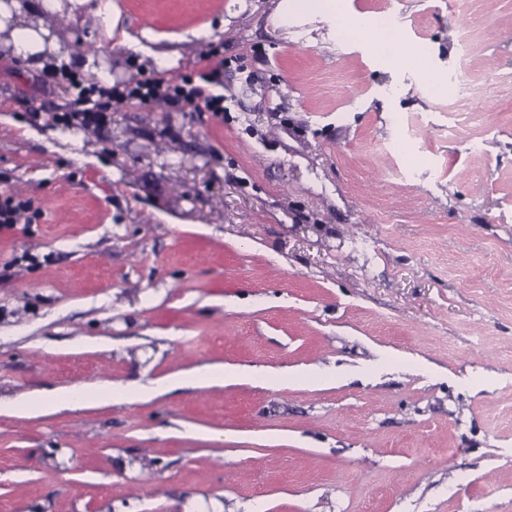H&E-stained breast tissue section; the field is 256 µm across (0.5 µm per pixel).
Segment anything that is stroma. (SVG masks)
Masks as SVG:
<instances>
[{
  "instance_id": "35a3bbf8",
  "label": "stroma",
  "mask_w": 512,
  "mask_h": 512,
  "mask_svg": "<svg viewBox=\"0 0 512 512\" xmlns=\"http://www.w3.org/2000/svg\"><path fill=\"white\" fill-rule=\"evenodd\" d=\"M111 2L56 44L120 87L218 52L226 112L59 125L95 75L0 47V194L33 202L0 230V512H512V0H347L360 34L311 0ZM462 27L464 96L425 83Z\"/></svg>"
}]
</instances>
